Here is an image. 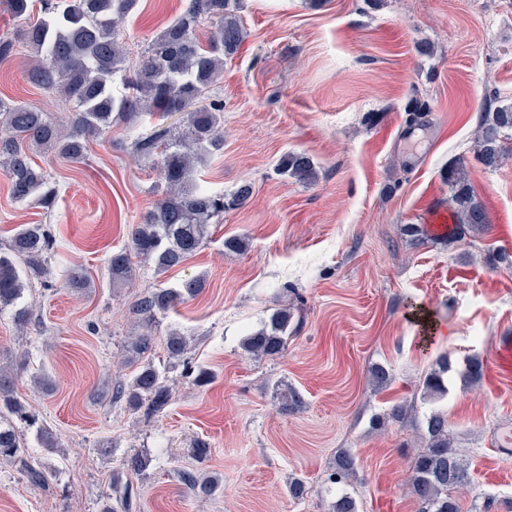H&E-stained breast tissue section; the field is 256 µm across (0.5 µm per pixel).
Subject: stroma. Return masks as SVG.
<instances>
[{
  "mask_svg": "<svg viewBox=\"0 0 512 512\" xmlns=\"http://www.w3.org/2000/svg\"><path fill=\"white\" fill-rule=\"evenodd\" d=\"M186 0H136L120 25L127 60L136 63ZM247 36L224 61L213 96L224 103V146L198 166L202 187L231 195L243 183L246 205L214 219L207 242L181 266L159 274L138 263L131 284L113 287V250L162 196L164 184L138 163L137 137L155 118L91 138L75 163L32 152L57 197L52 210L16 202L0 171V245L22 224H43L55 238L46 279L27 295L32 318L17 326L0 311V367L21 360L14 395L54 433L59 453L32 449L52 473L36 488L0 462V512H99L113 471L138 451L149 469L131 481L140 512H326L323 479L348 448L357 469L350 492L359 512H418L403 484L432 411L448 414L473 484L464 512H512V270L493 267L512 252V130L505 160L486 168L475 154L483 108L512 105V0H239ZM16 18L0 0V35L15 54L0 64V99L28 105L59 122L67 107L57 91L29 83L35 59ZM417 115H409V108ZM304 152L318 178L305 184L278 172L287 152ZM486 208L489 228L455 240L436 230L448 209L449 164ZM241 237L248 248L225 250ZM76 270L94 286H68ZM201 275L205 288L162 315L154 332L188 336L185 364L170 375L172 401L152 416L112 399L132 372L124 347L142 326L134 301L159 287ZM291 307L293 334L276 358L247 355L243 338ZM447 357L448 394L426 402L419 381ZM483 364L479 383L465 380L467 359ZM392 373L383 390L372 367ZM213 382H194L199 368ZM52 389L34 388L32 377ZM296 390L297 412L282 413L276 386ZM395 402L415 410L406 426L376 428ZM209 443L206 460L194 440ZM182 469L215 473L222 487L195 499L177 479ZM305 481L293 499L288 481Z\"/></svg>",
  "mask_w": 512,
  "mask_h": 512,
  "instance_id": "1",
  "label": "stroma"
}]
</instances>
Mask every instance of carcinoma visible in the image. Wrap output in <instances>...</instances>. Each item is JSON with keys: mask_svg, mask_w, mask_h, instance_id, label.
<instances>
[{"mask_svg": "<svg viewBox=\"0 0 512 512\" xmlns=\"http://www.w3.org/2000/svg\"><path fill=\"white\" fill-rule=\"evenodd\" d=\"M43 18L27 28L23 38L36 58L28 80L58 91L74 112L68 116L65 132L27 106L0 99V164L10 181L13 198L22 203L51 207L55 191L48 187V175L36 167L28 150L58 154L73 162L86 157L87 141L108 133L112 124L131 121L143 113L162 117L181 114L180 125L158 126L137 139L138 155L156 164L166 192L131 230L128 247L112 253L109 272L112 281L129 283L135 260L148 261L165 273L181 265L205 243L209 224L232 207L244 205L253 189L241 184L231 198L213 193L195 183L197 165L220 149L223 139L224 103L209 99L210 88L224 74V59L234 55L246 31L230 9L232 0H189L181 15L170 22L148 45L139 68L125 74L126 51L119 26L135 0H41ZM207 19L212 31L207 44L196 37L198 23ZM512 129V106L484 114L477 142V157L488 168L503 163L501 134ZM280 172L299 182L316 179L313 160L304 152H287L279 161ZM451 216L456 223L451 236L462 239L487 227L482 203L464 176V162L448 168ZM54 247L52 235L42 224H23L13 234L8 251H0V310L13 308L18 326L27 324L29 308L24 303L26 281L48 273L47 258ZM205 285L201 276L191 277L174 288H156L135 304L145 332L130 337L127 350L141 356L153 347L152 327L156 317L175 309L198 295ZM293 314L279 309L269 321L243 342L246 352L256 357H276L288 343V328ZM168 368L173 369L187 353L188 342L178 333L166 338ZM447 358L426 373L421 389L426 398L448 394L445 375ZM166 371L147 362L135 368L130 380L113 387L112 398L124 399L134 410L148 413L166 407L173 398L166 384ZM281 410L292 412L301 404L292 389L277 392ZM16 420L0 421V460L14 463L33 486L47 482L45 469L30 455L17 423L34 430L37 446L50 454L58 452L53 433L38 423L14 396L11 376L0 370V409ZM411 409L405 404L391 405L382 423L405 424ZM454 435L443 411L432 413L426 421L424 446L413 457L406 487L419 505V512H461L459 496L473 483L469 466L458 457ZM151 459L133 453L123 460V469L134 474L145 472ZM356 473L351 450L336 453L327 482L346 484ZM180 480L196 498H209L221 489L218 477L182 470ZM138 491L121 473L112 474V495L106 497L100 512H134ZM329 512H358L357 502L342 492L329 505Z\"/></svg>", "mask_w": 512, "mask_h": 512, "instance_id": "carcinoma-1", "label": "carcinoma"}]
</instances>
